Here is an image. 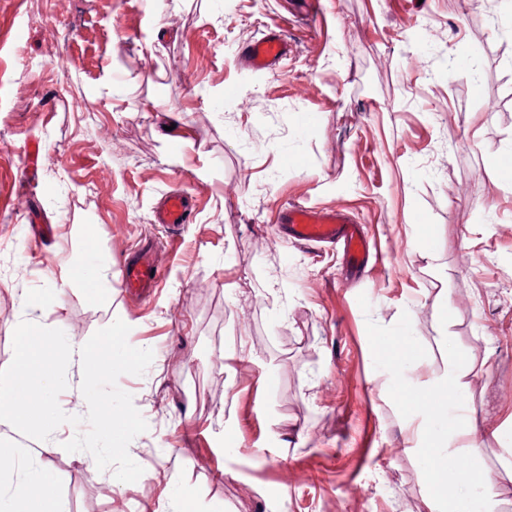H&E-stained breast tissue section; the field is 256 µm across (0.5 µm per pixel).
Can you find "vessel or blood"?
<instances>
[{
  "mask_svg": "<svg viewBox=\"0 0 512 512\" xmlns=\"http://www.w3.org/2000/svg\"><path fill=\"white\" fill-rule=\"evenodd\" d=\"M287 55V39L271 33L249 45L244 58L253 68L262 70L275 66ZM192 213L186 194L170 193L162 197L155 221L176 229L191 223ZM276 224L280 232L301 244L341 245L344 264L351 275H359L368 264L370 241L345 210L291 204L280 208ZM121 281L126 291L147 296L159 288L161 271L143 252L123 265Z\"/></svg>",
  "mask_w": 512,
  "mask_h": 512,
  "instance_id": "b4317fda",
  "label": "vessel or blood"
}]
</instances>
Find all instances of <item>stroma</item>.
Listing matches in <instances>:
<instances>
[{"label":"stroma","instance_id":"obj_1","mask_svg":"<svg viewBox=\"0 0 512 512\" xmlns=\"http://www.w3.org/2000/svg\"><path fill=\"white\" fill-rule=\"evenodd\" d=\"M0 0V366L28 290L111 268L42 322L122 320L152 350L120 376L148 424L122 483L91 454L0 427L62 512H428L425 411L394 367L471 366L469 406L512 512V0ZM292 51L255 71L247 45ZM192 223H155L161 197ZM289 203L343 208L373 245L277 235ZM153 252L142 300L119 276ZM193 206L184 193H170L162 197L155 216L158 224H167L169 228H179L192 222Z\"/></svg>","mask_w":512,"mask_h":512}]
</instances>
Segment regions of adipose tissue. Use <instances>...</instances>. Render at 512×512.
I'll return each mask as SVG.
<instances>
[{"label":"adipose tissue","instance_id":"1","mask_svg":"<svg viewBox=\"0 0 512 512\" xmlns=\"http://www.w3.org/2000/svg\"><path fill=\"white\" fill-rule=\"evenodd\" d=\"M470 372L464 359L449 356L447 368L417 392L428 416L422 431L421 477L431 491L430 512H499V494L484 464L483 444L473 419L465 414L464 380ZM460 459L468 467L462 475L454 469Z\"/></svg>","mask_w":512,"mask_h":512}]
</instances>
